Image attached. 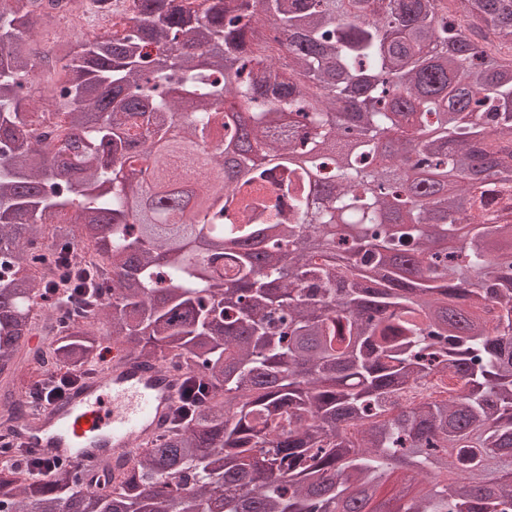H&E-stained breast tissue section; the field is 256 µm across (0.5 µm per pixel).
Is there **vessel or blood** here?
<instances>
[{"label":"vessel or blood","instance_id":"vessel-or-blood-1","mask_svg":"<svg viewBox=\"0 0 512 512\" xmlns=\"http://www.w3.org/2000/svg\"><path fill=\"white\" fill-rule=\"evenodd\" d=\"M178 377L161 365L121 363L91 373L33 421L10 432L13 446L55 462L96 471L117 454L131 455L172 416Z\"/></svg>","mask_w":512,"mask_h":512}]
</instances>
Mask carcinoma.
Here are the masks:
<instances>
[{
    "instance_id": "cac0c4a2",
    "label": "carcinoma",
    "mask_w": 512,
    "mask_h": 512,
    "mask_svg": "<svg viewBox=\"0 0 512 512\" xmlns=\"http://www.w3.org/2000/svg\"><path fill=\"white\" fill-rule=\"evenodd\" d=\"M130 10L41 51L63 0H0V425L107 342L187 386L102 483L0 444V512H380L403 464L398 512H512V0Z\"/></svg>"
}]
</instances>
